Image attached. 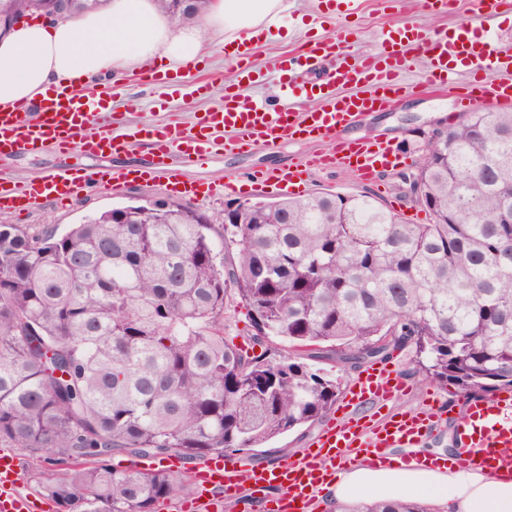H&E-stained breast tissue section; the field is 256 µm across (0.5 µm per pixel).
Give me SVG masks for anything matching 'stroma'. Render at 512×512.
Returning <instances> with one entry per match:
<instances>
[{
    "mask_svg": "<svg viewBox=\"0 0 512 512\" xmlns=\"http://www.w3.org/2000/svg\"><path fill=\"white\" fill-rule=\"evenodd\" d=\"M291 7L281 20L276 37L257 42L250 59L256 72L255 81L243 86L251 97H271L275 94L274 62L302 44H309L336 36L348 27L353 37L347 46L351 55L359 56L379 49L378 35L393 25H415L425 35L453 31L463 24L472 30H488L494 45L512 46V9L499 8L489 27H482L478 11L470 0H460L453 13H437L425 8L421 0H357L354 13L334 10L324 14L321 0H290ZM237 64L225 47L211 46L202 59L200 68L188 72L182 81L187 85L202 84L203 89L191 96H167L160 89L142 80L140 73H129L121 80L111 76L99 78V89L105 90L113 111L124 113L132 124L154 123L162 120L179 122L191 128L196 113L206 112L224 102V90L235 83ZM462 110L447 96L415 94L406 97L389 109L369 113L352 133L364 139L382 138L401 141L408 152L405 171H412L435 129L460 121ZM316 148L308 140L284 141L272 147L257 146L243 152H226L204 160L192 169V176L206 181L223 182L234 175L255 169H272L301 163ZM147 148L116 154L105 158H92L78 153L62 154L47 151L37 155L21 154L0 164L15 181L46 174L56 168L71 165L105 168L136 169L147 165ZM395 171H387L374 187L354 180L348 173H319L312 177L308 193L329 192L341 195H359L371 192L384 207L402 214L408 222L425 224L428 214L422 208L401 197ZM172 199V192L159 184H132L124 189L105 192L93 189L84 193L68 207L49 202L21 218L6 216V223H19L30 231L48 226L65 227L83 222L85 216L123 206L131 198ZM323 421L293 430L264 448L247 451L246 459L255 466H269L305 448L321 431Z\"/></svg>",
    "mask_w": 512,
    "mask_h": 512,
    "instance_id": "obj_1",
    "label": "stroma"
}]
</instances>
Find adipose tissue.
I'll use <instances>...</instances> for the list:
<instances>
[{
  "label": "adipose tissue",
  "mask_w": 512,
  "mask_h": 512,
  "mask_svg": "<svg viewBox=\"0 0 512 512\" xmlns=\"http://www.w3.org/2000/svg\"><path fill=\"white\" fill-rule=\"evenodd\" d=\"M288 0H210L193 23L174 27L156 0H108L99 10L53 20L27 18L0 32V109L37 101L61 85L93 83L163 62L173 73L197 66L210 43H255L277 28ZM422 493L450 512H512V477L452 468L356 466L327 487L339 502L364 493L393 499Z\"/></svg>",
  "instance_id": "1"
}]
</instances>
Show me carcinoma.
I'll use <instances>...</instances> for the list:
<instances>
[{
    "mask_svg": "<svg viewBox=\"0 0 512 512\" xmlns=\"http://www.w3.org/2000/svg\"><path fill=\"white\" fill-rule=\"evenodd\" d=\"M208 2L158 5L183 24ZM416 184L430 224L366 193L240 205L222 226L165 199L61 233L1 223L0 447L63 468L41 484L61 512H153L191 485L112 456L263 447L333 410L340 382L321 359L411 349L425 383L512 389V110L465 113L420 156ZM230 297L262 353L224 337Z\"/></svg>",
    "mask_w": 512,
    "mask_h": 512,
    "instance_id": "cac0c4a2",
    "label": "carcinoma"
}]
</instances>
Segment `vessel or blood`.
I'll list each match as a JSON object with an SVG mask.
<instances>
[{
  "instance_id": "b4317fda",
  "label": "vessel or blood",
  "mask_w": 512,
  "mask_h": 512,
  "mask_svg": "<svg viewBox=\"0 0 512 512\" xmlns=\"http://www.w3.org/2000/svg\"><path fill=\"white\" fill-rule=\"evenodd\" d=\"M351 34L343 29L336 41L294 49L287 64H276L279 74L277 104L258 98L239 99L225 92L223 105L196 115L192 130L176 123L127 125L121 113L102 99L60 86L35 103L23 102L0 112V158L19 152L52 148L84 155H112L147 145L150 166L143 169H93L81 166L51 171L26 182H15L0 172V214L23 216L47 201L67 205L91 188L117 189L133 183L164 182L173 193L213 197L248 190L277 195L304 190L318 172L350 170L358 181L374 184L382 172L407 159L401 143L352 139L346 131L364 111L384 109L413 93H445L467 110L480 104L512 108V47L501 50L489 38L462 28L455 35L425 37L420 29L390 27L380 33L381 49L360 62L342 60ZM426 52L428 78L416 85L400 81L411 64V51ZM336 58L333 75L321 83L299 79L315 53ZM467 83H460L459 74ZM365 84V95L343 93V86ZM317 100L315 110L301 108V100ZM96 127L93 136L85 126ZM308 139L329 142L287 169L254 170L223 182L188 179L187 166L217 151H244L259 144ZM408 389L394 368L384 363L368 367L344 395L339 421L296 456L258 468L245 461L208 455L194 464L198 491L179 503V512H223L224 501L249 491L252 497L281 490L273 512H318L319 497L338 471L361 464L390 465V449L420 446L446 419H453L458 452L449 458H402V465L442 470L451 467L489 475L512 476V392L470 400L456 416H448L437 398L417 410H392ZM19 463L10 450L0 449V512H33L35 501L18 489Z\"/></svg>"
}]
</instances>
